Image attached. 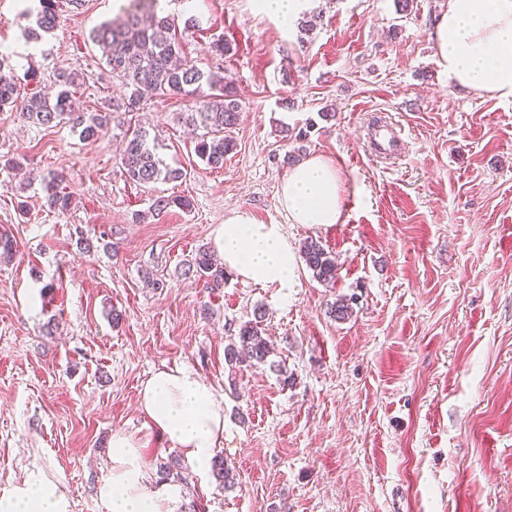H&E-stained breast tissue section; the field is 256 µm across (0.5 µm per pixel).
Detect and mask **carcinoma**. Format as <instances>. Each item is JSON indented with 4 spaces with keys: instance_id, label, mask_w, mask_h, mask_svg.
<instances>
[{
    "instance_id": "cac0c4a2",
    "label": "carcinoma",
    "mask_w": 512,
    "mask_h": 512,
    "mask_svg": "<svg viewBox=\"0 0 512 512\" xmlns=\"http://www.w3.org/2000/svg\"><path fill=\"white\" fill-rule=\"evenodd\" d=\"M58 2L40 0L37 25L51 30L58 25ZM158 0L135 4L125 9V18L103 23L92 36V41L102 53L107 67L129 92L122 105L105 110L77 113L73 97L80 85L79 74L62 72L57 80L59 90L52 97L35 93L24 104V115L37 127L71 124L82 140L95 139L106 133L117 113L139 110L146 92L161 97L192 98L186 110L177 113V121L184 126L201 131L194 153L211 169L224 167V156L233 150L235 142L230 132L237 125L239 103L231 82L218 73L205 71L184 52L186 32L199 26L195 19L185 22L184 31L176 29L175 21L168 16L157 15ZM18 91L17 79L12 71L0 64V110L15 102ZM122 166L133 182L149 186L159 182L176 181L183 177L179 168L168 167L156 156L147 142V132L133 131L125 138L121 151ZM63 178L53 175L43 181V192L50 207L64 213L71 205L69 193L63 191ZM171 207L186 211L193 204L184 196L155 198L150 211L159 215ZM300 254L313 277L320 283L336 282V259L316 239L303 242ZM196 273L218 285L224 280V270L213 262L210 251L198 249L188 263L185 274ZM355 298L340 297L331 307L330 314L339 321L347 320L353 313ZM265 312L254 309V318L237 326L233 341L224 349V360L233 365L244 362L263 364L272 353L271 345L262 327ZM212 476L219 487L232 488L236 484V472L224 457L217 456L211 463ZM161 479L185 483L179 464L169 461L160 466Z\"/></svg>"
}]
</instances>
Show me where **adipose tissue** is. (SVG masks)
I'll return each mask as SVG.
<instances>
[{"label": "adipose tissue", "instance_id": "obj_1", "mask_svg": "<svg viewBox=\"0 0 512 512\" xmlns=\"http://www.w3.org/2000/svg\"><path fill=\"white\" fill-rule=\"evenodd\" d=\"M441 64L461 85L512 98V0H447L432 33ZM340 180L331 162L312 156L292 166L280 185L279 202L290 223L327 226L342 221ZM212 247L225 268L245 282L297 287L299 259L282 225L263 224L247 210L213 230ZM152 425L199 471H206L224 444V399L194 370L156 371L139 391ZM112 468L99 487L109 512H169V491L146 494L140 444L113 433ZM0 512H67L65 496L41 470L22 485L0 492Z\"/></svg>", "mask_w": 512, "mask_h": 512}]
</instances>
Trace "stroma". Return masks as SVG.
<instances>
[{"label":"stroma","mask_w":512,"mask_h":512,"mask_svg":"<svg viewBox=\"0 0 512 512\" xmlns=\"http://www.w3.org/2000/svg\"><path fill=\"white\" fill-rule=\"evenodd\" d=\"M129 2L59 0L43 32L25 0H0L21 95L0 112V232L16 244L0 261V491L38 468L69 512H106L98 488L122 432L143 443L154 492L175 449L139 390L184 365L224 397L219 453L238 483L222 490L186 464L175 512H512V98L449 78L431 38L446 0H414L407 15L395 0H310L322 20L308 33L252 0H161L176 25L199 18L186 53L237 89L235 147L215 170L176 121L181 98L152 99L88 142L24 120V98L62 71L80 74L85 111L123 101L89 34ZM390 119L404 131L395 161L367 146ZM142 126L186 178L149 190L126 177L121 142ZM296 147L336 166L342 223H289L279 186ZM54 173L72 195L64 213L41 191ZM155 193L193 208L150 214ZM240 209L294 244L319 239L335 284L305 268L285 297L230 272L218 285L186 274ZM349 295L352 317L334 320L329 306ZM257 307L270 360L229 366V338Z\"/></svg>","instance_id":"35a3bbf8"}]
</instances>
